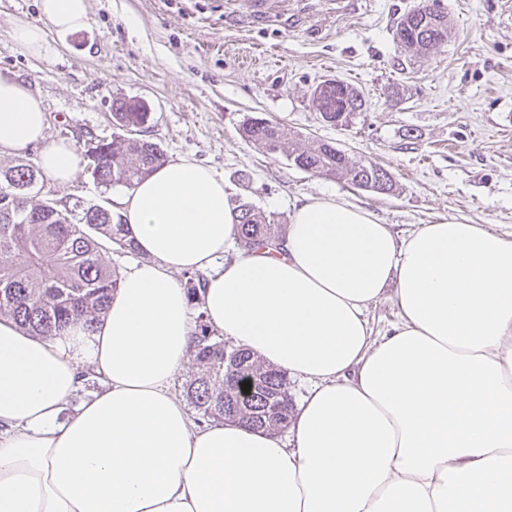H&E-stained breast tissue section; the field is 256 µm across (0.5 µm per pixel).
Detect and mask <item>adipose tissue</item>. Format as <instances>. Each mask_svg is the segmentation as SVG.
Instances as JSON below:
<instances>
[{
  "instance_id": "obj_1",
  "label": "adipose tissue",
  "mask_w": 512,
  "mask_h": 512,
  "mask_svg": "<svg viewBox=\"0 0 512 512\" xmlns=\"http://www.w3.org/2000/svg\"><path fill=\"white\" fill-rule=\"evenodd\" d=\"M10 38L38 57L84 28L88 0H40ZM42 144L65 184L71 144L0 77V152ZM144 261L95 332L39 339L0 320V512H512V233L423 224L400 236L332 195L298 206L282 248H237L224 180L179 157L116 201ZM204 270L207 320L304 378L292 444L195 424L174 392L193 328L175 274ZM393 290L376 338L368 306ZM102 383L76 400L85 374Z\"/></svg>"
}]
</instances>
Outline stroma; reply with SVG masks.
<instances>
[{
  "label": "stroma",
  "mask_w": 512,
  "mask_h": 512,
  "mask_svg": "<svg viewBox=\"0 0 512 512\" xmlns=\"http://www.w3.org/2000/svg\"><path fill=\"white\" fill-rule=\"evenodd\" d=\"M274 0L244 24L238 0H88L85 28L48 33L40 57L10 39L40 22L38 0H0V76L28 84L45 108L48 141L111 140L112 102L152 112L147 136L165 158L187 157L224 180L231 204L248 202L275 224L306 197L333 194L364 206L400 235L422 224H491L512 232V0H434L448 40L420 56L395 26L422 0ZM355 86L366 108L348 124L323 122L311 92L323 79ZM263 117L306 142L329 141L386 168L391 195L291 166L240 134ZM122 186L84 171L31 190L33 202L111 201Z\"/></svg>",
  "instance_id": "stroma-1"
}]
</instances>
